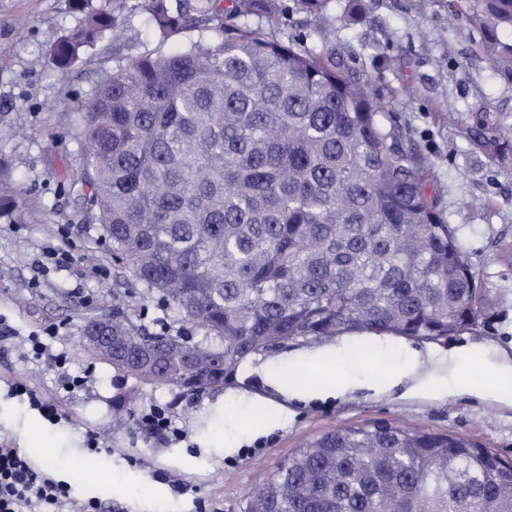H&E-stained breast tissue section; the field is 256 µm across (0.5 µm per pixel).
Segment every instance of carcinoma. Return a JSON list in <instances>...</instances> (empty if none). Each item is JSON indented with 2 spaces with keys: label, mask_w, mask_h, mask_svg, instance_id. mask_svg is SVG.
<instances>
[{
  "label": "carcinoma",
  "mask_w": 512,
  "mask_h": 512,
  "mask_svg": "<svg viewBox=\"0 0 512 512\" xmlns=\"http://www.w3.org/2000/svg\"><path fill=\"white\" fill-rule=\"evenodd\" d=\"M131 0H66L82 24L53 47L57 68L118 30ZM332 0H298L317 40L277 37L279 0H151L173 52L131 54L73 118L86 218L131 285L204 332L186 353L158 341L151 384L182 389L187 358L221 386L252 355L344 332L438 341L475 320L477 273L429 195L428 170L374 76L326 33ZM482 49L512 80V0H470ZM503 128L476 121L497 150ZM18 206L0 155V215ZM112 332L146 335L134 314ZM224 353L218 365L216 352ZM257 512H512V462L474 440L403 423L338 425L277 466Z\"/></svg>",
  "instance_id": "1"
}]
</instances>
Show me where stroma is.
Instances as JSON below:
<instances>
[{
	"instance_id": "stroma-1",
	"label": "stroma",
	"mask_w": 512,
	"mask_h": 512,
	"mask_svg": "<svg viewBox=\"0 0 512 512\" xmlns=\"http://www.w3.org/2000/svg\"><path fill=\"white\" fill-rule=\"evenodd\" d=\"M115 39H103L71 66L51 65L49 52L82 23L64 0H0V154L14 170L18 209L0 217V442L21 449L35 469L67 484L71 498L95 500L98 512H254L257 490L277 464L306 440L339 424L353 427L405 421L433 432L467 436L512 460V395L495 382L512 365V137L491 158L471 140L477 114L512 127V81L481 52V30L465 0H334L331 37L353 66L373 73L394 101L402 123L425 158L445 221L457 230L481 282L483 303L470 325L427 342L388 333L347 332L336 345L337 377L356 384L345 395L289 400L268 385V374L320 347L291 339L279 350L248 358L233 382L195 395L125 375L85 344L89 321L113 307L136 309L138 324L201 339L194 324L172 322L170 310L131 287L112 262L99 225L84 222L71 185L84 160L73 135L79 103L131 54L170 51L197 40L194 31L161 39L150 22V0H132ZM67 251L63 265L44 251ZM46 272H39V263ZM50 337L64 368L35 358L31 337ZM363 345L354 363L347 355ZM418 353L435 387L412 392V380L384 382ZM83 383L67 389L68 378ZM31 393L17 395L13 382ZM132 395L129 426L114 429L112 405ZM55 406L50 418L31 397ZM277 413L261 418L263 406ZM166 408L171 433L142 422ZM41 427L51 445L28 434ZM98 451H90V437ZM102 480L75 478L80 464Z\"/></svg>"
}]
</instances>
